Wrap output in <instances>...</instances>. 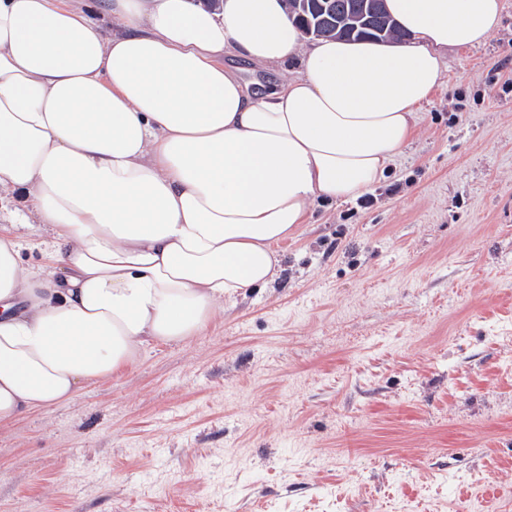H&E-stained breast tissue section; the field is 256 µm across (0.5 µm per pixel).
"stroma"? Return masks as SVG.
<instances>
[{
  "mask_svg": "<svg viewBox=\"0 0 512 512\" xmlns=\"http://www.w3.org/2000/svg\"><path fill=\"white\" fill-rule=\"evenodd\" d=\"M420 112L274 282L0 425V512H512V0Z\"/></svg>",
  "mask_w": 512,
  "mask_h": 512,
  "instance_id": "stroma-1",
  "label": "stroma"
}]
</instances>
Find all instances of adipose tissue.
Here are the masks:
<instances>
[{"label": "adipose tissue", "instance_id": "ef3b65f1", "mask_svg": "<svg viewBox=\"0 0 512 512\" xmlns=\"http://www.w3.org/2000/svg\"><path fill=\"white\" fill-rule=\"evenodd\" d=\"M405 36L306 42L286 0H0V425L201 335L316 202L378 184L502 0H386ZM296 63L273 86L241 63ZM38 221L53 263L22 265Z\"/></svg>", "mask_w": 512, "mask_h": 512}]
</instances>
